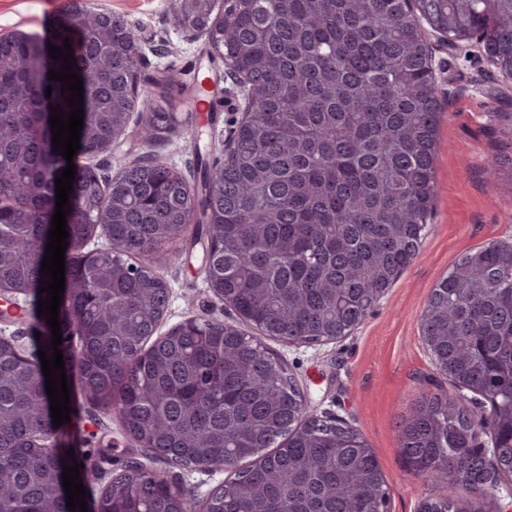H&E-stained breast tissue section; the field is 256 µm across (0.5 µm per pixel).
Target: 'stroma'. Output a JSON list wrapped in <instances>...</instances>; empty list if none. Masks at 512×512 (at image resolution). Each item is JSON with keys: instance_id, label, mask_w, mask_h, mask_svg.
<instances>
[{"instance_id": "stroma-1", "label": "stroma", "mask_w": 512, "mask_h": 512, "mask_svg": "<svg viewBox=\"0 0 512 512\" xmlns=\"http://www.w3.org/2000/svg\"><path fill=\"white\" fill-rule=\"evenodd\" d=\"M65 0H0V37L14 32L41 33L42 19L61 22ZM100 9L122 17L143 47L140 73L152 79L164 68L179 71L191 89L186 63L210 72L212 96L224 100L218 120L187 112L183 96L172 99V133L150 145L137 137L117 148L82 157V164L110 177L135 160L161 157L195 175V148L219 157L241 118L242 100L222 63L209 55L206 37L186 40L176 28L169 0H97ZM435 58V87L442 104L435 162V201L427 234L414 262L348 336L312 345L265 339L283 361L317 414L337 417L359 430L373 449L388 488V512H421L425 502L459 497L458 488L414 476L399 451V426L422 395L451 393L422 340L420 320L429 295L453 262L488 243H512V87L501 84L475 41L440 45L429 38ZM181 262L165 259V248L147 253L170 289L159 333L186 318L235 322L234 312L208 288L204 244L184 237ZM70 442L95 473L89 488L97 496L132 453L117 415L77 402L68 427Z\"/></svg>"}]
</instances>
